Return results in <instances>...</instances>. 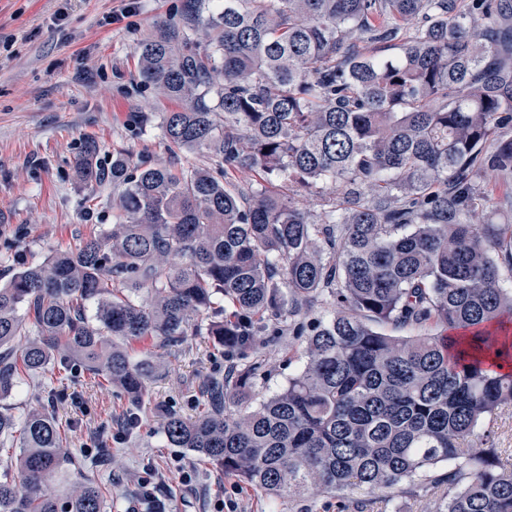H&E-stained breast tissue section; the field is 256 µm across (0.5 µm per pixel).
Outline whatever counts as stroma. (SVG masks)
Masks as SVG:
<instances>
[{"mask_svg": "<svg viewBox=\"0 0 512 512\" xmlns=\"http://www.w3.org/2000/svg\"><path fill=\"white\" fill-rule=\"evenodd\" d=\"M189 0H0V282L10 278L14 252L41 263L60 249L109 228L110 201L118 191L90 188L74 161L95 142L102 162L121 153L133 159L205 166V156L172 148L160 123L173 102L143 88L138 46L156 19L184 23ZM126 12L122 22L106 18ZM495 197L492 221L512 225V174L484 170L478 176ZM132 353L157 365L135 425L127 403L111 384L56 367L24 377L9 405L20 415L35 401H54L55 417L73 455H87L94 439L108 435L110 469L71 467L74 481L105 485L112 512H143L145 493L166 512H336V501L308 495L274 499L237 477L171 447L163 416L191 418L211 377L223 374L222 347L210 336L170 345L154 337L135 341ZM303 343L288 334L263 337L259 357L272 371L254 391V403L282 389L304 362ZM440 489L426 485L395 501L373 500L369 512H436Z\"/></svg>", "mask_w": 512, "mask_h": 512, "instance_id": "1", "label": "stroma"}]
</instances>
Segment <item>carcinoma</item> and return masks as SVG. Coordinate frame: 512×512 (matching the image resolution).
<instances>
[{"label": "carcinoma", "instance_id": "cac0c4a2", "mask_svg": "<svg viewBox=\"0 0 512 512\" xmlns=\"http://www.w3.org/2000/svg\"><path fill=\"white\" fill-rule=\"evenodd\" d=\"M416 19L412 36L402 26ZM399 42L398 52L386 54ZM144 87L173 101L161 129L210 167L75 159L122 187L115 224L0 285V402L23 373L75 365L134 414L152 367L126 342L214 336L208 408L168 413L167 441L273 498L427 481L440 512H512V465L472 445L512 403V225L483 224L487 168L512 171V11L494 0H195L138 50ZM266 176L247 194L228 175ZM296 185L333 187L316 221ZM96 303L94 320L85 313ZM327 318H311L317 308ZM288 325L305 362L259 408L254 356ZM417 331L391 336L380 330ZM27 343L19 352V337ZM0 471V512H104L53 414L29 410Z\"/></svg>", "mask_w": 512, "mask_h": 512}]
</instances>
